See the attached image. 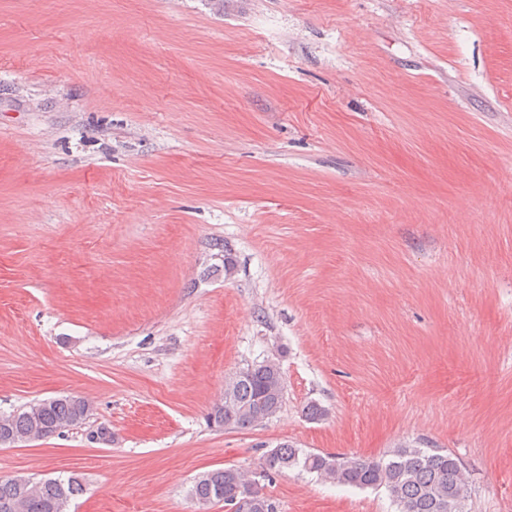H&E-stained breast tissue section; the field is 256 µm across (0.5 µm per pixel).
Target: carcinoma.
Instances as JSON below:
<instances>
[{
  "label": "carcinoma",
  "instance_id": "obj_1",
  "mask_svg": "<svg viewBox=\"0 0 512 512\" xmlns=\"http://www.w3.org/2000/svg\"><path fill=\"white\" fill-rule=\"evenodd\" d=\"M285 379L273 359L242 369L224 386V398L210 418L219 426L247 429L275 417L282 407ZM89 402L77 396L41 400L0 415V447L42 440L80 426L90 418ZM268 474L300 469L334 483L360 489L385 488L396 512H465L467 490L462 465L440 448L401 446L389 457L359 459L315 453L282 444L274 448ZM247 475L238 468H217L200 475L191 497L201 512L222 503L240 512L238 503ZM79 479L48 478L21 487L0 476V512H66L71 498L82 493Z\"/></svg>",
  "mask_w": 512,
  "mask_h": 512
}]
</instances>
